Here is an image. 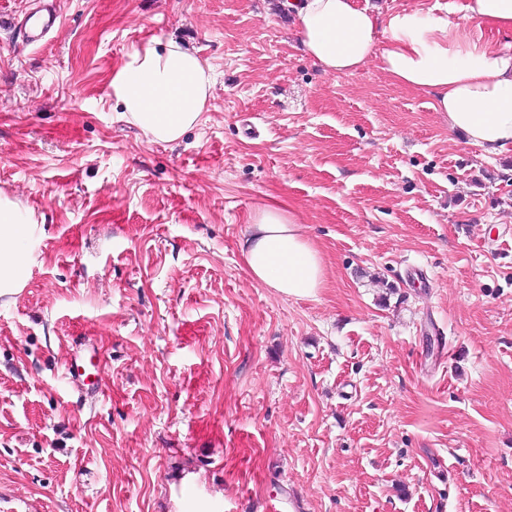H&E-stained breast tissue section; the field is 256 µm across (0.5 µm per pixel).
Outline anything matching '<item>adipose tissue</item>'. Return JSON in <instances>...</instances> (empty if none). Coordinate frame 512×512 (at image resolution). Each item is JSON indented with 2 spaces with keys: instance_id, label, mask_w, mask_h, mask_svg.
I'll list each match as a JSON object with an SVG mask.
<instances>
[{
  "instance_id": "adipose-tissue-1",
  "label": "adipose tissue",
  "mask_w": 512,
  "mask_h": 512,
  "mask_svg": "<svg viewBox=\"0 0 512 512\" xmlns=\"http://www.w3.org/2000/svg\"><path fill=\"white\" fill-rule=\"evenodd\" d=\"M305 52L328 73L377 62L392 81L430 95L448 128L486 154L512 151V52L474 42L468 30L417 9L382 11L355 0H289ZM464 19L512 33V0H463ZM211 69L176 41L148 42L114 73L112 91L126 117L151 140L174 142L195 126L208 101ZM34 230L13 203L0 199V296L25 287ZM253 277L295 298L325 284L320 250L286 206H267L249 222L241 245Z\"/></svg>"
}]
</instances>
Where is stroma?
Listing matches in <instances>:
<instances>
[{"label": "stroma", "instance_id": "35a3bbf8", "mask_svg": "<svg viewBox=\"0 0 512 512\" xmlns=\"http://www.w3.org/2000/svg\"><path fill=\"white\" fill-rule=\"evenodd\" d=\"M281 2L0 0V197L37 226L0 297V512H512V153L323 72ZM153 39L214 74L173 143L112 92ZM274 203L316 297L243 260ZM31 21L28 30L26 31V41L29 45L38 44L45 35L54 29L57 24V15L47 12L46 16H35L28 17L26 26Z\"/></svg>", "mask_w": 512, "mask_h": 512}]
</instances>
